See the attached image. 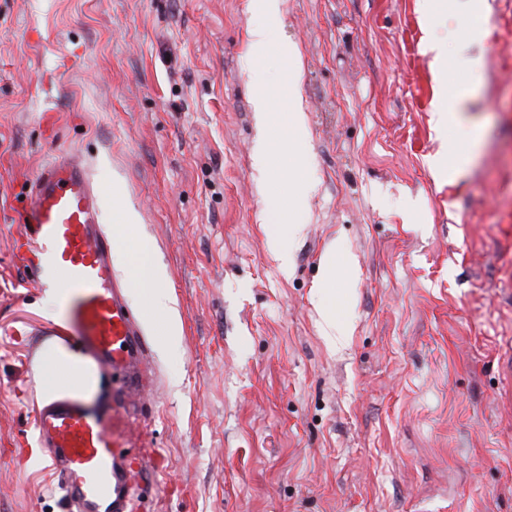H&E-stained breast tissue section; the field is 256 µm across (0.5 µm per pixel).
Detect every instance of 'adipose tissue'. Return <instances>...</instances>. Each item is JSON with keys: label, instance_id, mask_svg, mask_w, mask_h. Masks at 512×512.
<instances>
[{"label": "adipose tissue", "instance_id": "adipose-tissue-1", "mask_svg": "<svg viewBox=\"0 0 512 512\" xmlns=\"http://www.w3.org/2000/svg\"><path fill=\"white\" fill-rule=\"evenodd\" d=\"M254 87V108L262 120L282 125L288 140L304 143L308 131L304 116L297 108L300 86L295 76H288L275 88L259 80L255 81ZM277 99L288 103V111L272 112V103ZM112 253L120 259L122 271L129 277L133 287L137 288L147 321L161 335L163 343H170L181 330V321L174 308V296L167 285L166 271L150 257V245L137 236L132 211L126 210L117 216V223L112 227ZM64 387L71 388L85 398L97 392L98 387L88 359L72 352L55 356L54 370L44 379L41 394L49 398Z\"/></svg>", "mask_w": 512, "mask_h": 512}]
</instances>
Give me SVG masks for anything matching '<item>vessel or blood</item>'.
I'll return each instance as SVG.
<instances>
[{
  "mask_svg": "<svg viewBox=\"0 0 512 512\" xmlns=\"http://www.w3.org/2000/svg\"><path fill=\"white\" fill-rule=\"evenodd\" d=\"M104 193L79 157H55L33 181L14 240L15 257L35 283L56 289L69 345L114 378L110 414L72 397L42 404L38 411L36 444L71 512H131L130 407L156 384L141 320L128 305L101 228Z\"/></svg>",
  "mask_w": 512,
  "mask_h": 512,
  "instance_id": "obj_1",
  "label": "vessel or blood"
}]
</instances>
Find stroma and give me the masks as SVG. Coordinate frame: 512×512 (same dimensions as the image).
Wrapping results in <instances>:
<instances>
[{
  "label": "stroma",
  "mask_w": 512,
  "mask_h": 512,
  "mask_svg": "<svg viewBox=\"0 0 512 512\" xmlns=\"http://www.w3.org/2000/svg\"><path fill=\"white\" fill-rule=\"evenodd\" d=\"M261 18V0H0V512H68L33 441L64 313L10 251L20 179L58 150L120 187L103 229L134 210L176 300L131 419L165 459L135 489L150 512H512V0L480 18L467 0H281L258 62ZM287 56L315 187L300 200L252 106L253 73L280 83ZM277 224L303 227L286 274ZM331 250L351 327L335 353ZM280 0H266V20L256 24L249 34V50L255 57H263L276 37ZM330 294L321 302L319 313L321 317V331L328 348L336 352L343 349L350 339L348 324L336 317V290L327 288Z\"/></svg>",
  "instance_id": "stroma-1"
}]
</instances>
